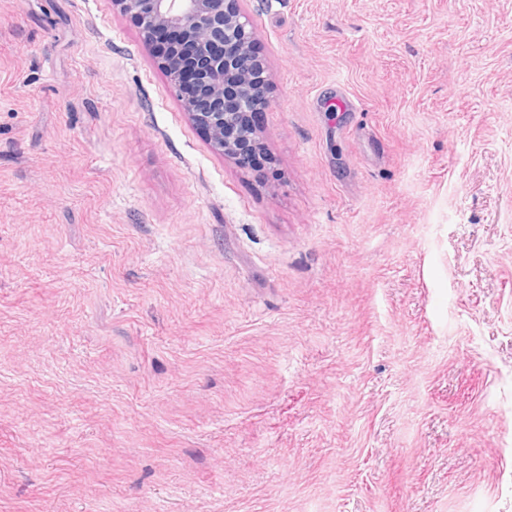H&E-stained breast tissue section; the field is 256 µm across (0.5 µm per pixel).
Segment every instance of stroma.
<instances>
[{"label":"stroma","instance_id":"1","mask_svg":"<svg viewBox=\"0 0 512 512\" xmlns=\"http://www.w3.org/2000/svg\"><path fill=\"white\" fill-rule=\"evenodd\" d=\"M237 6L275 179L0 0V512H512V0Z\"/></svg>","mask_w":512,"mask_h":512}]
</instances>
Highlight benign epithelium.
<instances>
[{"label": "benign epithelium", "mask_w": 512, "mask_h": 512, "mask_svg": "<svg viewBox=\"0 0 512 512\" xmlns=\"http://www.w3.org/2000/svg\"><path fill=\"white\" fill-rule=\"evenodd\" d=\"M238 0H113L121 12L133 18L144 41L160 27L175 28L194 49L192 85L180 81V59L173 54L159 65L177 87L186 112L207 130L215 149L227 157L244 145H257L255 128L244 123L246 110L253 105L269 77L264 65L249 69L253 34L236 7ZM224 44V51L215 46ZM207 95L211 107L194 110L193 99Z\"/></svg>", "instance_id": "obj_1"}]
</instances>
